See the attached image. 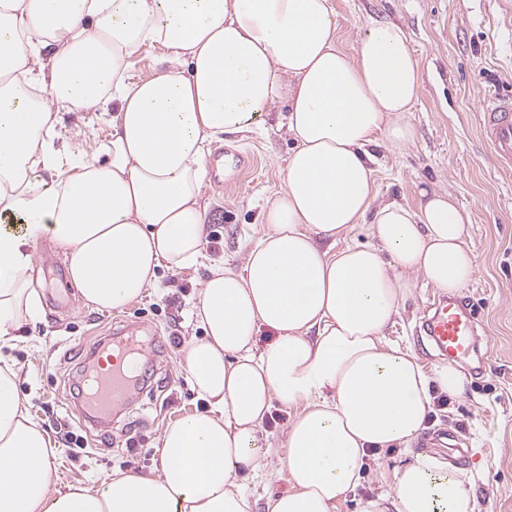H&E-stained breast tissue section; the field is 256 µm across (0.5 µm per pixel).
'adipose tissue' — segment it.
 Segmentation results:
<instances>
[{
  "label": "adipose tissue",
  "mask_w": 512,
  "mask_h": 512,
  "mask_svg": "<svg viewBox=\"0 0 512 512\" xmlns=\"http://www.w3.org/2000/svg\"><path fill=\"white\" fill-rule=\"evenodd\" d=\"M159 66L126 76L143 47ZM422 72L401 27L368 24L341 47L333 0H0V348L39 309L33 245L62 249L83 301L119 310L189 268L205 244L212 142L287 111L296 145L242 270L217 264L195 302L204 329L182 347L208 412L168 424L158 471L59 490L54 446L0 355V512H251L247 481L290 488L266 512H337L370 451L406 447L373 475L357 512H474V489L447 461L411 451L431 393L467 379L425 369L384 332L424 283L453 295L476 262L449 195L377 203L370 145L415 139L407 120ZM111 109L104 146L56 147L60 111ZM368 225L371 240L347 238ZM274 343L256 350L261 328ZM288 412L279 445L263 424Z\"/></svg>",
  "instance_id": "ef3b65f1"
}]
</instances>
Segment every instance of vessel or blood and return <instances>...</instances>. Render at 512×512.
<instances>
[{
    "mask_svg": "<svg viewBox=\"0 0 512 512\" xmlns=\"http://www.w3.org/2000/svg\"><path fill=\"white\" fill-rule=\"evenodd\" d=\"M481 131L496 160L512 167V96L490 95L481 112ZM425 327L436 349L449 361L471 359L481 328L479 313L454 299H434L426 308ZM150 353L137 331L128 330L99 346L82 376L83 407L99 424H107L114 409L128 400L140 362Z\"/></svg>",
    "mask_w": 512,
    "mask_h": 512,
    "instance_id": "obj_1",
    "label": "vessel or blood"
}]
</instances>
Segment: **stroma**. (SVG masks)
Instances as JSON below:
<instances>
[{"label": "stroma", "mask_w": 512, "mask_h": 512, "mask_svg": "<svg viewBox=\"0 0 512 512\" xmlns=\"http://www.w3.org/2000/svg\"><path fill=\"white\" fill-rule=\"evenodd\" d=\"M340 44L353 50L373 21L400 26L420 61L418 102L408 115L416 140L394 154L375 148V187L381 202L416 206L421 188L449 193L469 215L464 241L476 255L472 283L460 293L480 310L489 342L484 367L463 364L464 398L434 408L426 433L457 432L471 452L435 454L465 471L474 488V512H512V169L502 168L483 138L478 113L493 91L512 92V0H334ZM110 113L65 112L58 143L107 142ZM294 141L282 112L262 127L223 136L230 153L224 173L210 179L203 255L187 269L164 267L145 295L120 310L86 306L67 275L62 251L46 239L34 246L41 310L25 324L7 354L18 370V392L56 451V486L81 481L98 486L118 471L158 468L155 447L170 422L208 410L179 364V352L204 330L193 302L213 263L242 270L261 232L266 202L281 189ZM433 288L423 287L386 331L389 340L415 349V328ZM158 329L154 360L144 370L149 390L137 394L109 431L85 420L71 380L114 325Z\"/></svg>", "instance_id": "1"}]
</instances>
